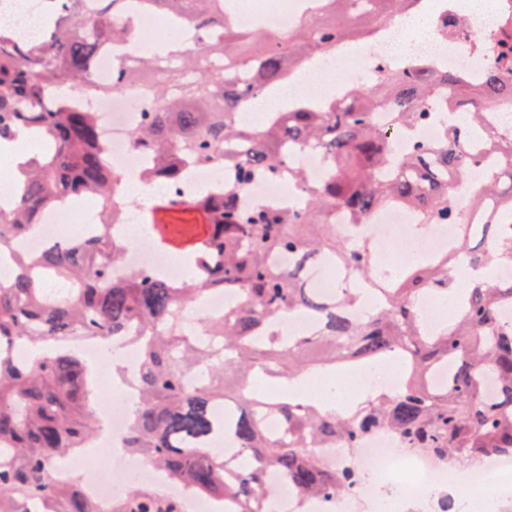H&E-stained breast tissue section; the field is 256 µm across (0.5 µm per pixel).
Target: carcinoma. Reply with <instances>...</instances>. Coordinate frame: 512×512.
Wrapping results in <instances>:
<instances>
[{
  "instance_id": "1",
  "label": "carcinoma",
  "mask_w": 512,
  "mask_h": 512,
  "mask_svg": "<svg viewBox=\"0 0 512 512\" xmlns=\"http://www.w3.org/2000/svg\"><path fill=\"white\" fill-rule=\"evenodd\" d=\"M191 28L199 46L161 45L135 64L125 61L100 83L99 53L135 43L130 3ZM225 0H44V34L26 41L0 25V146L37 136L44 151L15 167L19 193L0 211V251L27 234L63 197L94 194L102 201L100 233L67 249L20 254L11 279L0 282V344L32 347L14 359L0 353V512H183L181 501L144 485H129L109 504L82 491L79 479L61 484L52 469L62 453L85 446L97 428L98 401L86 387L89 369L66 342H105L133 326L139 358L138 393L125 448L194 492L233 512H275L268 477L280 475L299 499L344 496L354 474L327 453L346 455L365 435L389 432L405 448L438 461L465 455L512 458V278L476 277L450 288L464 257L475 271L512 265V131L489 122L500 102H512V48L492 56L471 82L428 60L385 70L344 86L339 97L299 98L259 127L240 115L263 91L288 83L310 58L336 45L391 30L387 0H317L316 14L340 13L331 24L303 20L288 34L243 32L224 14ZM134 87L141 122L134 147L149 155L143 177L179 185L187 169L221 161L231 180L175 209L160 200L147 212L167 243L185 245L194 278L181 285L132 270L119 281L112 265L127 243L112 238L119 214L110 204L118 175L103 159L98 113L91 101ZM388 114L396 128L434 124L438 141L410 137L399 153L394 134L376 122ZM322 149L318 182L287 164L290 145ZM499 160L482 183L457 195L478 148ZM506 178L511 188L496 190ZM283 180L301 197L286 210L246 209L239 197L256 180ZM388 208L409 212L426 230L456 228L448 250L422 257L394 275L373 263L368 238L353 247L334 223H370ZM160 210L196 212L204 223L158 224ZM486 239L479 250L474 235ZM288 255V269L274 257ZM373 286L374 308L357 316L362 289L343 284L338 299L318 295L301 274L315 257ZM232 289L221 317L187 325L183 311L202 292ZM452 293L454 314L430 328L421 304ZM286 313L308 315L316 328L285 342L268 328ZM395 358L397 391L336 406L298 393L254 388L257 376L300 380L315 370ZM280 420L286 435L270 436Z\"/></svg>"
}]
</instances>
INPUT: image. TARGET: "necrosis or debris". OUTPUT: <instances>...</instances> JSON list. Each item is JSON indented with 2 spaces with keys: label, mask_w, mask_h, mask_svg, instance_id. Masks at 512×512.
Segmentation results:
<instances>
[{
  "label": "necrosis or debris",
  "mask_w": 512,
  "mask_h": 512,
  "mask_svg": "<svg viewBox=\"0 0 512 512\" xmlns=\"http://www.w3.org/2000/svg\"><path fill=\"white\" fill-rule=\"evenodd\" d=\"M461 0H437L429 15L431 42L424 53L450 71L479 76L491 57L490 46L497 31L512 35V0H486V12L495 18V25L480 19L463 18ZM225 10L236 18L241 29L261 27L276 32L293 30L299 18L307 12V0H273L272 4L243 8L240 0H225ZM373 52L363 55L349 45L338 46L335 53L319 58V68L342 71L344 79L371 76L377 67L399 66L403 58L388 46L385 36L372 39ZM132 90L114 92L112 96L95 101L100 114V133L106 144L105 163L131 184L140 178L146 158L132 145V133L140 121ZM140 224L138 236H130L127 225L114 226L113 234L129 239L115 276L131 269H142L172 281L186 278L183 259L165 247L144 224L142 212L133 215ZM94 215L79 214L70 201L59 202L42 218L34 234L14 244L20 252L36 253L46 245L65 246L69 240L97 232ZM453 227L432 225L425 233L413 231L408 212L384 210L368 224L367 238L373 240L380 256L392 257L393 268L400 269L414 262L421 254L444 248L452 237ZM133 340L128 336L115 338L114 349L125 355L126 401L105 405L102 416L106 427L96 450L86 457H71L60 462L54 476L66 478L72 471H82L85 494L99 501H109L116 493L133 482L157 483L162 474L152 465L124 460H112L116 448L122 447L127 429L128 403L136 397L132 383L138 374L139 358L132 351ZM336 464L350 468L356 481L342 497L317 495L298 502L296 494L279 479H270L276 512H512V499L495 501L482 495L486 487L501 483L512 484V461L487 458L484 465L468 475L449 470L447 463L429 456L402 450L399 441L389 433L366 435L361 448L351 456L336 454ZM164 482V481H163Z\"/></svg>",
  "instance_id": "4bbe7bcc"
}]
</instances>
